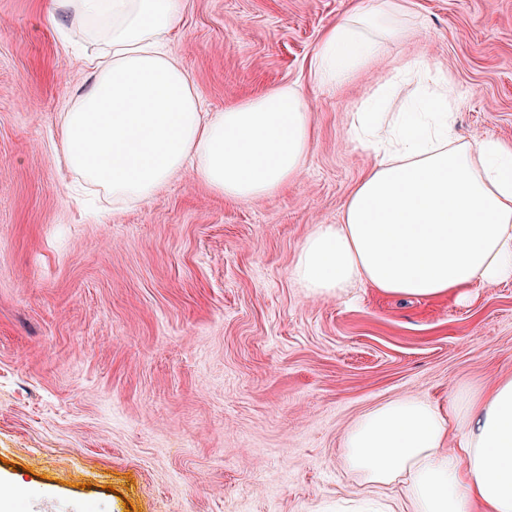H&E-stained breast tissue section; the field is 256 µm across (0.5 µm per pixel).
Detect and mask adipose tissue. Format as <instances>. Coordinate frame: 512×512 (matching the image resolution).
Segmentation results:
<instances>
[{
  "label": "adipose tissue",
  "instance_id": "adipose-tissue-1",
  "mask_svg": "<svg viewBox=\"0 0 512 512\" xmlns=\"http://www.w3.org/2000/svg\"><path fill=\"white\" fill-rule=\"evenodd\" d=\"M187 0H46L60 37L92 46L91 82L58 114L62 158L77 184L113 209L144 204L193 172L225 198L281 192L306 169L311 108L291 84L204 111L191 74L169 50ZM406 0H376L329 27L313 81L341 87L403 42ZM417 94L402 112L378 99L400 80ZM453 87L421 60L381 77L351 124L377 164L340 220L300 244L294 279L312 298L361 284L382 294L463 296L512 281V146L462 140ZM365 512H512V377L452 389L447 405L407 393L378 403L341 449Z\"/></svg>",
  "mask_w": 512,
  "mask_h": 512
}]
</instances>
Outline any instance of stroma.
Instances as JSON below:
<instances>
[{
	"label": "stroma",
	"instance_id": "35a3bbf8",
	"mask_svg": "<svg viewBox=\"0 0 512 512\" xmlns=\"http://www.w3.org/2000/svg\"><path fill=\"white\" fill-rule=\"evenodd\" d=\"M375 0H188L170 50L215 112L289 83L315 128L307 168L252 202L185 173L87 214L57 114L89 85L42 0H0V478L15 512H323L360 489L344 435L405 393L447 402L512 375V282L466 301L354 287L312 299L291 270L377 157L349 134L378 76L447 73L459 134L512 144V0H407L417 29L336 89L310 59Z\"/></svg>",
	"mask_w": 512,
	"mask_h": 512
}]
</instances>
